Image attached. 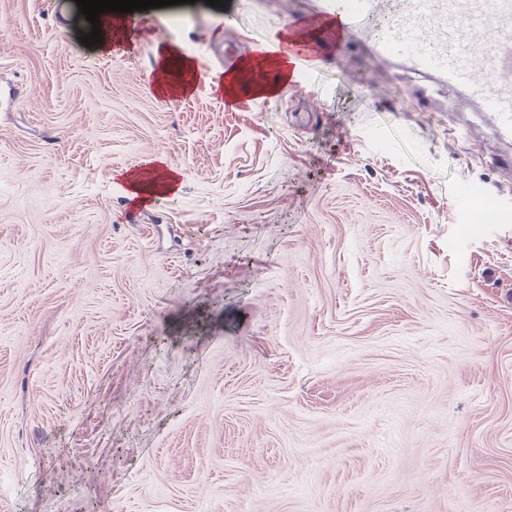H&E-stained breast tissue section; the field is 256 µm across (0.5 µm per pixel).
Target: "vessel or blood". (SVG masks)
Returning a JSON list of instances; mask_svg holds the SVG:
<instances>
[{
	"label": "vessel or blood",
	"mask_w": 512,
	"mask_h": 512,
	"mask_svg": "<svg viewBox=\"0 0 512 512\" xmlns=\"http://www.w3.org/2000/svg\"><path fill=\"white\" fill-rule=\"evenodd\" d=\"M388 0H325L334 33L352 34ZM377 55L432 72L493 112L512 141V0H401L372 41Z\"/></svg>",
	"instance_id": "vessel-or-blood-1"
}]
</instances>
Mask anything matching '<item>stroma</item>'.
<instances>
[{"label":"stroma","mask_w":512,"mask_h":512,"mask_svg":"<svg viewBox=\"0 0 512 512\" xmlns=\"http://www.w3.org/2000/svg\"><path fill=\"white\" fill-rule=\"evenodd\" d=\"M321 6L184 0L97 49L75 0H0V512H512V142L317 32L225 108V48ZM159 155L179 192L132 205ZM176 53L172 49L162 48L160 53V61L156 73V89L163 95L186 93L191 89L196 77V67L194 62L184 60L183 69L186 74L185 79L178 85H171L167 81V68L169 58ZM216 85L221 87L223 93L230 94L236 98H244L251 95H271L279 91V87L274 85H267L262 82L253 81L250 83L248 93H244L240 90V80L239 77H235L232 75H224L223 78L220 79L219 82H216Z\"/></svg>","instance_id":"1"}]
</instances>
